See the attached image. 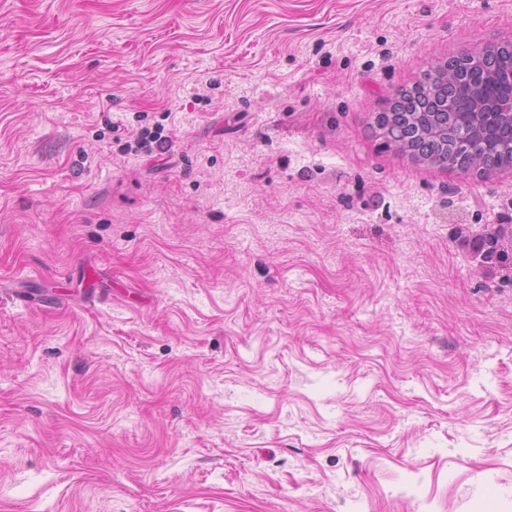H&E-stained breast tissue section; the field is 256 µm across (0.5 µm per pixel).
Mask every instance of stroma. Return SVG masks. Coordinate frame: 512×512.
Returning <instances> with one entry per match:
<instances>
[{
	"label": "stroma",
	"mask_w": 512,
	"mask_h": 512,
	"mask_svg": "<svg viewBox=\"0 0 512 512\" xmlns=\"http://www.w3.org/2000/svg\"><path fill=\"white\" fill-rule=\"evenodd\" d=\"M511 37L512 0H0V512H512V168L376 122Z\"/></svg>",
	"instance_id": "obj_1"
}]
</instances>
